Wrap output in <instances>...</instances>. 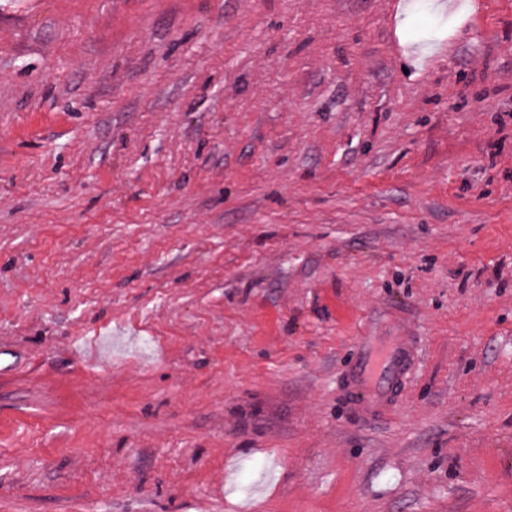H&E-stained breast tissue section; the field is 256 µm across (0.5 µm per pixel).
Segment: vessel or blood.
<instances>
[{
    "label": "vessel or blood",
    "instance_id": "1",
    "mask_svg": "<svg viewBox=\"0 0 512 512\" xmlns=\"http://www.w3.org/2000/svg\"><path fill=\"white\" fill-rule=\"evenodd\" d=\"M408 336L361 337L349 364L347 386L358 412L381 417L407 377L413 360Z\"/></svg>",
    "mask_w": 512,
    "mask_h": 512
}]
</instances>
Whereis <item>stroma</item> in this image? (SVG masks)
Here are the masks:
<instances>
[{"label":"stroma","mask_w":512,"mask_h":512,"mask_svg":"<svg viewBox=\"0 0 512 512\" xmlns=\"http://www.w3.org/2000/svg\"><path fill=\"white\" fill-rule=\"evenodd\" d=\"M434 2L0 0V512H512V0ZM413 352L411 336H361L347 374L358 412L367 417L383 415L407 377Z\"/></svg>","instance_id":"obj_1"}]
</instances>
